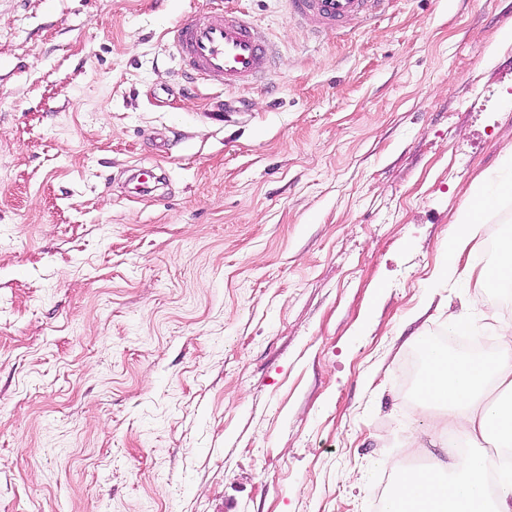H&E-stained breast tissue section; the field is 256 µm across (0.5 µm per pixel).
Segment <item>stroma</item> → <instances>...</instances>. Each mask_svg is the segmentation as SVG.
I'll return each instance as SVG.
<instances>
[{
  "label": "stroma",
  "mask_w": 512,
  "mask_h": 512,
  "mask_svg": "<svg viewBox=\"0 0 512 512\" xmlns=\"http://www.w3.org/2000/svg\"><path fill=\"white\" fill-rule=\"evenodd\" d=\"M276 43L232 88L165 31ZM512 0H0V512H374L413 336L512 295L440 280L512 138ZM155 184L139 191L141 171ZM288 13L317 32L340 30L351 19L369 21L383 10L387 0H287Z\"/></svg>",
  "instance_id": "stroma-1"
}]
</instances>
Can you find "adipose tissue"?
I'll return each instance as SVG.
<instances>
[{
  "label": "adipose tissue",
  "mask_w": 512,
  "mask_h": 512,
  "mask_svg": "<svg viewBox=\"0 0 512 512\" xmlns=\"http://www.w3.org/2000/svg\"><path fill=\"white\" fill-rule=\"evenodd\" d=\"M511 197L512 151L459 208L448 239L446 277L462 275L487 290L512 288L511 235L500 239L496 263L463 260L486 212ZM415 344L424 365L416 408L439 410L440 432L465 439L470 451L449 449L448 464L415 472L406 471L402 461H391L395 479L382 500V512H512V465L483 450L491 440L512 443V324L501 328L489 355H456L425 336L416 337Z\"/></svg>",
  "instance_id": "obj_1"
}]
</instances>
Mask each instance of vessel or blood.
<instances>
[{
  "instance_id": "vessel-or-blood-1",
  "label": "vessel or blood",
  "mask_w": 512,
  "mask_h": 512,
  "mask_svg": "<svg viewBox=\"0 0 512 512\" xmlns=\"http://www.w3.org/2000/svg\"><path fill=\"white\" fill-rule=\"evenodd\" d=\"M288 13L314 30L342 29L352 19L368 21L386 0H287ZM187 69L204 81L236 86L262 78L274 56L271 42L238 15L211 13L178 22L168 31Z\"/></svg>"
}]
</instances>
